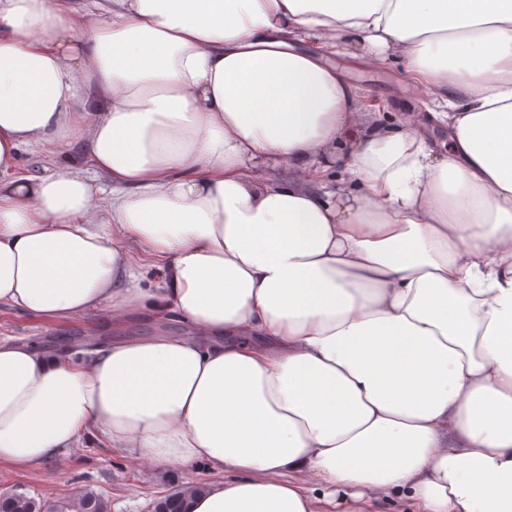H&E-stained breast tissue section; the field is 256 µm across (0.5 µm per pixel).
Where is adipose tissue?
Segmentation results:
<instances>
[{
    "label": "adipose tissue",
    "mask_w": 512,
    "mask_h": 512,
    "mask_svg": "<svg viewBox=\"0 0 512 512\" xmlns=\"http://www.w3.org/2000/svg\"><path fill=\"white\" fill-rule=\"evenodd\" d=\"M351 44L447 143L360 111ZM0 306L193 329L0 339V462L97 432L221 475L189 512H512V0H0ZM76 150H66L62 154H52L47 150L39 148H23L20 153L18 167L13 170V176H20L29 173H39L43 167L48 166L52 170L65 171L76 158Z\"/></svg>",
    "instance_id": "obj_1"
}]
</instances>
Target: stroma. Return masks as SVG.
Listing matches in <instances>:
<instances>
[{"mask_svg":"<svg viewBox=\"0 0 512 512\" xmlns=\"http://www.w3.org/2000/svg\"><path fill=\"white\" fill-rule=\"evenodd\" d=\"M330 62L346 66L347 76L356 87L359 101L367 112L382 111L396 118L408 114L420 128H429L434 105L427 96L410 98L403 65L386 60L376 65L348 61L347 57L328 53ZM187 324L175 320H159L143 311L131 312L122 326L111 323L108 313L96 312L64 323L0 308V337H14L40 342L52 348L72 337H96L113 343L131 336L161 333H188ZM218 477L205 465L183 467L177 464L158 465L112 447L103 436L92 434L80 441L54 462L22 470L0 463V484L24 492L36 500L63 501L91 490L102 494L111 504V512H150L161 492L177 485L214 483Z\"/></svg>","mask_w":512,"mask_h":512,"instance_id":"1","label":"stroma"}]
</instances>
